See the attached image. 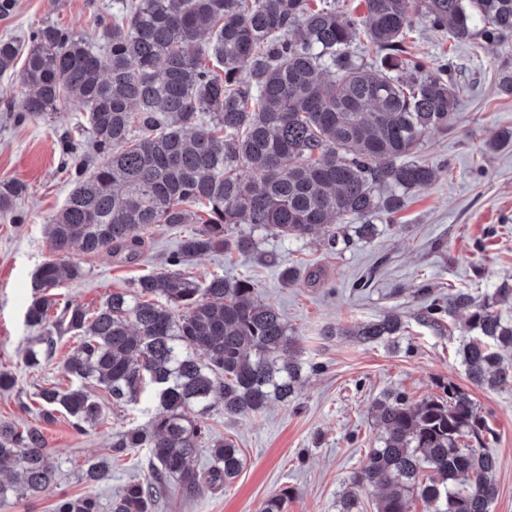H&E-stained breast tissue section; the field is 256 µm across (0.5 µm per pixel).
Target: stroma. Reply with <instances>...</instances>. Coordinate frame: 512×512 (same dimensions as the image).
Segmentation results:
<instances>
[{
	"mask_svg": "<svg viewBox=\"0 0 512 512\" xmlns=\"http://www.w3.org/2000/svg\"><path fill=\"white\" fill-rule=\"evenodd\" d=\"M120 8L119 0H13L9 14L0 15V37L22 39L49 22L89 39L99 19L111 18ZM405 49L430 68L452 64L463 86L452 123L426 132L417 150L420 161L440 168V176L409 192L396 217L379 218L377 237L351 240L342 250L332 253L316 240H283L259 232L253 253H215L186 266L187 276L201 285L215 275L253 280L259 301L283 314L289 333L300 341L303 359L316 370L309 373L298 405L273 403L242 419L213 411L212 431L240 448L242 472L197 499L170 491L153 512H260L265 499L285 487L292 491L287 512H337L341 494L380 434L373 400L393 390L420 400L449 381L470 391L495 431L498 496L492 512H512V387L471 386L457 355L464 313L447 317L442 330L416 319L425 305L452 289L468 288L481 300L512 279V141L487 147L496 134L512 131V95L501 92L497 81L499 70L512 67V42H458L433 31L419 14ZM24 94L18 77H0V181L28 186L17 204L20 219L0 214V373L15 379L13 388L0 390V421L40 428L61 475L53 488L10 501L0 512H52L58 497L90 492L97 494L100 512H109L111 497L149 470L143 451L112 458V435L129 424L146 423L155 407L147 395L135 409L113 407L96 387L92 393L103 404L104 422L79 432L62 416L44 421L35 402L40 387L66 384L63 360L74 347L65 333L52 361L36 370L22 361L37 334L25 319L33 274L57 257L44 226L70 190L64 143L80 138L86 114L71 101L51 115L21 120L16 107ZM191 230L188 224L151 229L145 251L128 263L72 250L71 259L85 275L60 288L61 300L91 310L100 307L110 294L159 271ZM288 266L296 268L297 279L287 285L281 271ZM390 308L408 324L405 335L365 345L343 335V328ZM328 327L335 330L329 337L323 334ZM103 458L112 461V478L90 487L85 465Z\"/></svg>",
	"mask_w": 512,
	"mask_h": 512,
	"instance_id": "1",
	"label": "stroma"
}]
</instances>
